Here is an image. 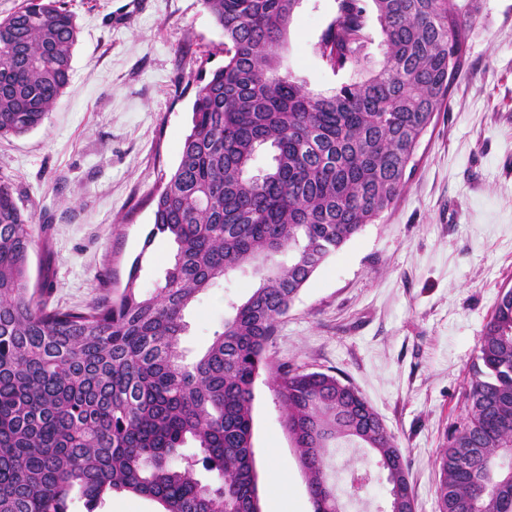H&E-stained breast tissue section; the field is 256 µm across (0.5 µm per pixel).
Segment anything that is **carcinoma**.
<instances>
[{"label": "carcinoma", "instance_id": "carcinoma-1", "mask_svg": "<svg viewBox=\"0 0 512 512\" xmlns=\"http://www.w3.org/2000/svg\"><path fill=\"white\" fill-rule=\"evenodd\" d=\"M299 0H203L224 33V66L197 86L176 169L151 198L153 223L123 288L80 309L28 287L32 214L0 178V512H96L114 491L162 512H261L253 452L260 371L280 398L315 512H336L327 448L354 444L383 480L385 512H414L395 436L352 385L269 365L278 319L309 278L407 183L415 150L447 106L468 48L472 0H336L317 43L334 72L314 92L281 72ZM374 11L385 46L359 69ZM78 26L63 0H24L0 21V135L40 126L70 81ZM271 162L251 174L257 150ZM176 246L151 294L139 287L154 240ZM231 273L250 277L206 351L185 359V312ZM467 406L437 460L438 512H512V288L487 322ZM199 455L184 451L187 443ZM211 474L204 480L199 469Z\"/></svg>", "mask_w": 512, "mask_h": 512}]
</instances>
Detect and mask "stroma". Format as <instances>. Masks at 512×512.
I'll return each mask as SVG.
<instances>
[{"label": "stroma", "mask_w": 512, "mask_h": 512, "mask_svg": "<svg viewBox=\"0 0 512 512\" xmlns=\"http://www.w3.org/2000/svg\"><path fill=\"white\" fill-rule=\"evenodd\" d=\"M80 28L70 84L41 126L0 137V176L33 216L28 268L49 305L84 307L123 287L153 221L152 196L176 168L195 89L224 64V33L202 0H64ZM335 0H300L279 51L308 89L348 81L317 42ZM251 278L233 273L187 312L182 347L195 358ZM512 287V0H476L469 47L422 137L405 189L305 284L266 355L336 375L367 398L394 434L416 512H436L435 460L464 414L486 323ZM253 450L261 501L273 462L291 484L280 512L310 504L307 475L281 402L254 385ZM344 512H383L382 484L352 495L368 456L328 451Z\"/></svg>", "instance_id": "1"}]
</instances>
